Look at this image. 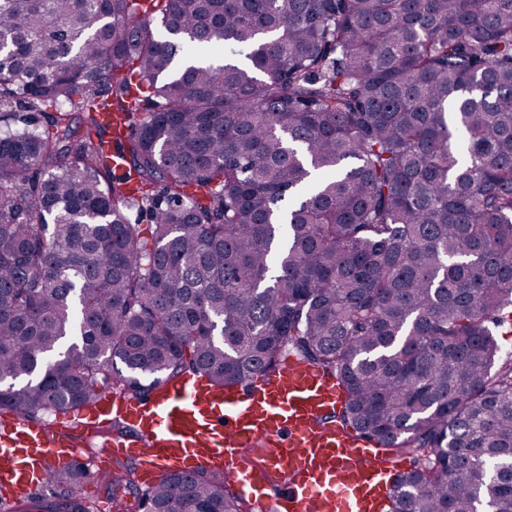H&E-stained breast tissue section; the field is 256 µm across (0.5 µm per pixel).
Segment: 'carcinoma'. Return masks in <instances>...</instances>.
Wrapping results in <instances>:
<instances>
[{
  "label": "carcinoma",
  "instance_id": "1",
  "mask_svg": "<svg viewBox=\"0 0 512 512\" xmlns=\"http://www.w3.org/2000/svg\"><path fill=\"white\" fill-rule=\"evenodd\" d=\"M508 307L512 0H0V415L291 353L423 458L387 512H512ZM135 473L105 499L243 512L222 472Z\"/></svg>",
  "mask_w": 512,
  "mask_h": 512
}]
</instances>
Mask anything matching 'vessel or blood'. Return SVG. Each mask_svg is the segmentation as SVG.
Returning a JSON list of instances; mask_svg holds the SVG:
<instances>
[{
  "mask_svg": "<svg viewBox=\"0 0 512 512\" xmlns=\"http://www.w3.org/2000/svg\"><path fill=\"white\" fill-rule=\"evenodd\" d=\"M344 401L336 376L291 355L232 391L186 379L150 398L106 395L64 423L5 414L0 489L13 503L43 490L50 470L81 458L87 431L120 420L126 431L105 438L111 455L97 458L96 475L109 474L114 455L137 461L146 485L159 471L206 464L231 475L258 512H380L383 483L408 467L341 424Z\"/></svg>",
  "mask_w": 512,
  "mask_h": 512,
  "instance_id": "1",
  "label": "vessel or blood"
}]
</instances>
